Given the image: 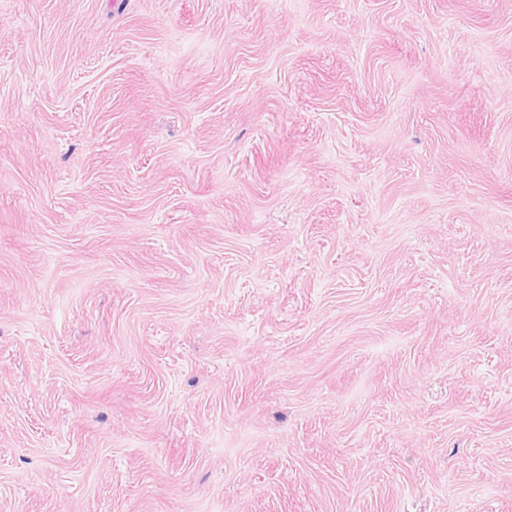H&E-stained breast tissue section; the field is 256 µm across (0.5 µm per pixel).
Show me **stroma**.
<instances>
[{
  "label": "stroma",
  "mask_w": 512,
  "mask_h": 512,
  "mask_svg": "<svg viewBox=\"0 0 512 512\" xmlns=\"http://www.w3.org/2000/svg\"><path fill=\"white\" fill-rule=\"evenodd\" d=\"M0 512H512V0H0Z\"/></svg>",
  "instance_id": "1"
}]
</instances>
